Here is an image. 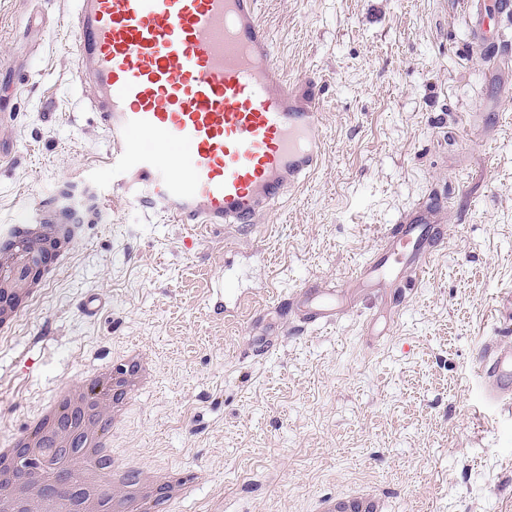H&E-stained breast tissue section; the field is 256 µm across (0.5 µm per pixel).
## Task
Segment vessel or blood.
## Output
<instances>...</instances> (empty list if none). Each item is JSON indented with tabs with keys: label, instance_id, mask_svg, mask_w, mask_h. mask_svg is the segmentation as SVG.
Wrapping results in <instances>:
<instances>
[{
	"label": "vessel or blood",
	"instance_id": "obj_1",
	"mask_svg": "<svg viewBox=\"0 0 512 512\" xmlns=\"http://www.w3.org/2000/svg\"><path fill=\"white\" fill-rule=\"evenodd\" d=\"M467 12L472 51L512 60V0H469ZM68 24L75 80L107 141L112 192L93 210L130 204L194 231L243 227L319 169L320 102L277 63L258 0H75ZM443 204L432 197L386 227L349 287H305L269 308L313 327L335 320L349 288L418 287L445 233ZM25 221L78 224L82 214L39 198ZM208 304L232 318L246 306L221 278ZM478 370L485 407L512 401V351L485 343Z\"/></svg>",
	"mask_w": 512,
	"mask_h": 512
}]
</instances>
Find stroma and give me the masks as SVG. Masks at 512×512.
I'll return each mask as SVG.
<instances>
[{
    "label": "stroma",
    "mask_w": 512,
    "mask_h": 512,
    "mask_svg": "<svg viewBox=\"0 0 512 512\" xmlns=\"http://www.w3.org/2000/svg\"><path fill=\"white\" fill-rule=\"evenodd\" d=\"M71 0H0V225L73 177L106 139L74 78ZM291 81L317 83L326 156L247 230L194 240L128 205L81 225L23 325L0 338V439L130 343L157 364L118 447L208 479L177 512H313L374 491L385 512H512V409L476 412L482 340L512 350V68L473 53L459 0H261ZM500 113L492 122V113ZM448 234L395 305L363 292L334 323L225 322L230 277L337 288L386 225L432 192ZM105 303L79 316L85 291ZM278 341L250 359L259 336ZM211 296L208 298V305L215 311L224 312V317L236 318L245 306L248 307L242 296H238L232 285L226 283L224 278L214 280ZM230 299L228 303L224 299Z\"/></svg>",
    "instance_id": "obj_1"
}]
</instances>
